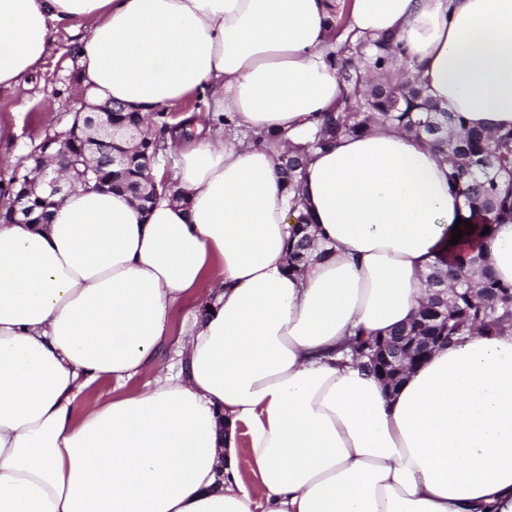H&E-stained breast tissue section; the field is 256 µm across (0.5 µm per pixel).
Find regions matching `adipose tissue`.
<instances>
[{
    "instance_id": "obj_1",
    "label": "adipose tissue",
    "mask_w": 512,
    "mask_h": 512,
    "mask_svg": "<svg viewBox=\"0 0 512 512\" xmlns=\"http://www.w3.org/2000/svg\"><path fill=\"white\" fill-rule=\"evenodd\" d=\"M336 3L0 0V91L43 65L58 25L88 22L76 52L97 99L147 116L198 96L212 115L169 144L181 200L145 211L77 186L48 223L0 224V512H512V328L460 337L393 391L341 353L414 318L469 220L444 156L381 128L317 152L300 189L316 248L288 266L287 147L253 138L306 135L341 98ZM345 18L395 35L467 125L512 127V0H348ZM481 247L512 281V224ZM102 380L119 394L83 405ZM199 309L200 299H190L185 305H183L174 313L170 325V336L173 344L171 349L161 358V364L166 365L171 362V359L176 354V339L181 336L182 331L192 321L194 315L198 312Z\"/></svg>"
}]
</instances>
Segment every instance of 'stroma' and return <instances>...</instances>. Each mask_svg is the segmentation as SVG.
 Returning a JSON list of instances; mask_svg holds the SVG:
<instances>
[{
  "label": "stroma",
  "instance_id": "stroma-1",
  "mask_svg": "<svg viewBox=\"0 0 512 512\" xmlns=\"http://www.w3.org/2000/svg\"><path fill=\"white\" fill-rule=\"evenodd\" d=\"M74 42L71 30L58 27L42 69L25 77L13 91L0 93V123L17 129L13 143L0 147L1 180L26 172L30 154L45 136L70 124L79 108Z\"/></svg>",
  "mask_w": 512,
  "mask_h": 512
}]
</instances>
